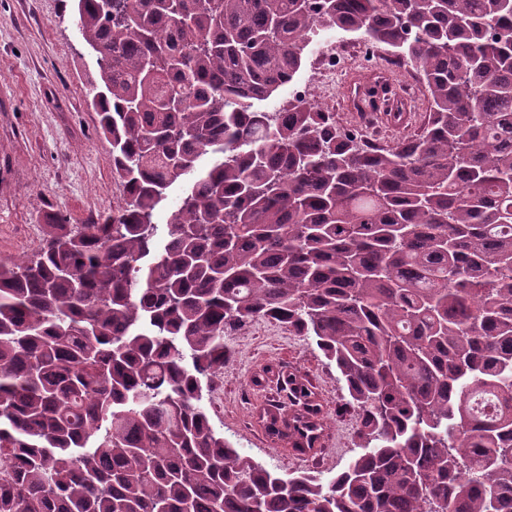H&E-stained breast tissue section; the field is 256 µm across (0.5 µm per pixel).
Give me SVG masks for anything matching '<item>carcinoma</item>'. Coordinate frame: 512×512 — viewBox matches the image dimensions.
Returning a JSON list of instances; mask_svg holds the SVG:
<instances>
[{"mask_svg":"<svg viewBox=\"0 0 512 512\" xmlns=\"http://www.w3.org/2000/svg\"><path fill=\"white\" fill-rule=\"evenodd\" d=\"M103 3L72 9L124 203L0 262V512H512V0ZM326 27L418 74L417 131L255 108ZM378 119L406 129L405 102ZM258 318L312 338L358 409L332 476L213 427L225 330ZM284 385L263 426L313 453L315 393Z\"/></svg>","mask_w":512,"mask_h":512,"instance_id":"cac0c4a2","label":"carcinoma"}]
</instances>
